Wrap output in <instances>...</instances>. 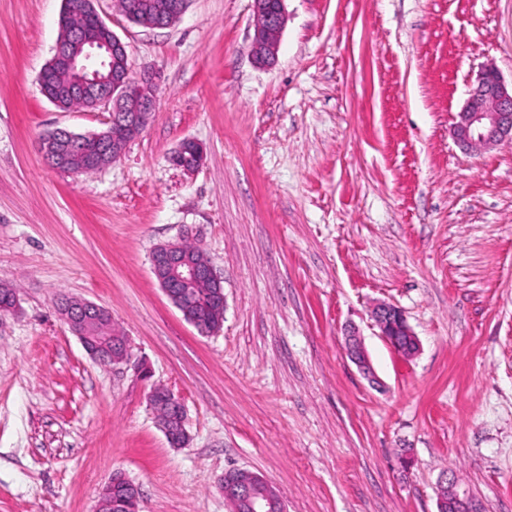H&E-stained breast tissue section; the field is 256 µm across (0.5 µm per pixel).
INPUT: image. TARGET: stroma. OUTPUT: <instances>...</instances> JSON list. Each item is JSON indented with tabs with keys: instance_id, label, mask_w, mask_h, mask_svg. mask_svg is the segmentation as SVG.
Listing matches in <instances>:
<instances>
[{
	"instance_id": "obj_1",
	"label": "stroma",
	"mask_w": 512,
	"mask_h": 512,
	"mask_svg": "<svg viewBox=\"0 0 512 512\" xmlns=\"http://www.w3.org/2000/svg\"><path fill=\"white\" fill-rule=\"evenodd\" d=\"M161 74L155 115L89 174L51 166L49 130L105 129L61 111L38 77L64 0H0V512H94L122 472L142 512H231L249 468L286 512H438L446 477L512 512V144L450 130L494 65L512 80V0H285L274 65L250 54L251 0H189L172 25L94 0ZM205 147L192 173L170 157ZM188 237L224 279L203 334L151 272ZM107 308L149 379L84 350L58 295ZM400 308L410 358L370 310ZM356 329L380 381L347 356ZM187 409L171 447L148 400Z\"/></svg>"
}]
</instances>
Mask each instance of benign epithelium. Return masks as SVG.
<instances>
[{
    "label": "benign epithelium",
    "mask_w": 512,
    "mask_h": 512,
    "mask_svg": "<svg viewBox=\"0 0 512 512\" xmlns=\"http://www.w3.org/2000/svg\"><path fill=\"white\" fill-rule=\"evenodd\" d=\"M285 0H253V10L268 13L270 25L280 31L285 25ZM188 0H127L125 16L133 22L143 17L153 19L151 26L163 28L167 19L182 15ZM80 7L91 17V22L72 30L66 38L57 42L54 54L45 73L56 77L55 82L44 89L46 98L61 110H68L70 102L79 100L86 109L104 107L112 118L106 130L98 134L105 146L112 148V158L121 156L127 145L124 131L127 125L146 127L155 111L160 74L150 67L135 77L129 65L128 45L117 36L96 11L93 0H82ZM251 55L260 65H271L276 59V43L269 32L256 27L251 43ZM81 134L66 129H55L44 135L39 148L51 161H67L63 151L77 146ZM452 138L459 145L474 149H488L504 143L512 144V84H507L498 70L488 65L482 68L476 82L469 87L467 99L458 112L452 126ZM194 154L180 160L183 145H178L171 155L174 165L191 173L203 163L205 150L201 143L192 139ZM151 270L168 298H180L185 294L182 287L201 279L223 287V278L213 266H199L183 255L181 242L157 245L151 253ZM104 308L81 299H72L70 308L61 317L79 338L84 349L95 359L111 358L114 364L131 361L132 354L127 339L112 338L108 342L87 333L89 324L96 321ZM372 317L380 329V336L394 350H419V342L407 324L402 311L391 304L380 303L372 310ZM346 350L362 373L373 379V368L358 335L346 336ZM164 396L175 407V414L159 416V425L169 443L177 434L187 435L186 409L182 400L171 389L155 386L148 399L157 404ZM271 484L254 471L237 468L224 472L222 491L224 496L238 500L245 512H280L282 497L277 491H269ZM142 493L138 485L127 480L125 508L140 512ZM479 505L458 493L448 505H440L439 512H477Z\"/></svg>",
    "instance_id": "obj_1"
}]
</instances>
